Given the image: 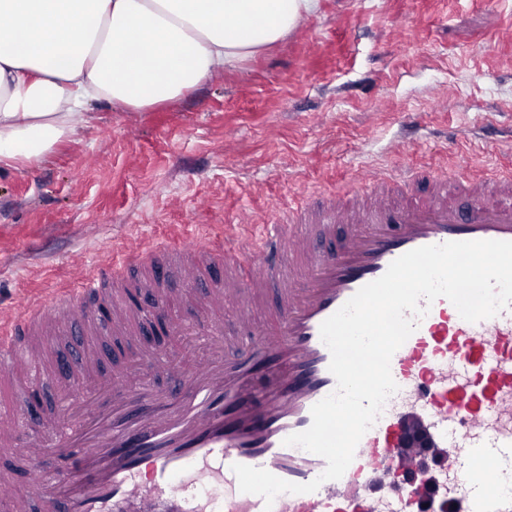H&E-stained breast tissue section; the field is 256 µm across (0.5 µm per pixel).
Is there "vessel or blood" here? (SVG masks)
Returning <instances> with one entry per match:
<instances>
[{"label":"vessel or blood","instance_id":"vessel-or-blood-1","mask_svg":"<svg viewBox=\"0 0 512 512\" xmlns=\"http://www.w3.org/2000/svg\"><path fill=\"white\" fill-rule=\"evenodd\" d=\"M417 177L363 173L347 195L315 196L253 241L229 225L224 247L188 234L158 253L130 249L51 307L14 315L0 332V379L23 371L28 390L54 381L57 405L36 419L29 398L0 406V456L15 460L0 467V512H417L428 492L446 512H512V308L470 323L443 297L394 353L398 390L340 479L269 505L232 470L318 480L326 460L284 440L307 430L313 405L337 387L321 324L413 249L512 241V185L470 177L457 186L470 200L463 211L438 175L412 201ZM161 253L181 261L185 302L165 298ZM206 271L221 277L204 283ZM158 323L173 346L148 342ZM47 326L76 341L50 372ZM114 339L132 353L111 372L99 350ZM411 421L441 453L440 476L373 495L386 472L417 470Z\"/></svg>","mask_w":512,"mask_h":512}]
</instances>
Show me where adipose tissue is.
<instances>
[{"instance_id": "adipose-tissue-1", "label": "adipose tissue", "mask_w": 512, "mask_h": 512, "mask_svg": "<svg viewBox=\"0 0 512 512\" xmlns=\"http://www.w3.org/2000/svg\"><path fill=\"white\" fill-rule=\"evenodd\" d=\"M320 9L321 0H0V172L39 166L96 107L180 100Z\"/></svg>"}]
</instances>
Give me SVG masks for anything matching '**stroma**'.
Masks as SVG:
<instances>
[{
  "label": "stroma",
  "instance_id": "1",
  "mask_svg": "<svg viewBox=\"0 0 512 512\" xmlns=\"http://www.w3.org/2000/svg\"><path fill=\"white\" fill-rule=\"evenodd\" d=\"M397 166L512 172V0H322L173 104L96 108L39 167L0 173V317L136 239L220 244Z\"/></svg>",
  "mask_w": 512,
  "mask_h": 512
}]
</instances>
